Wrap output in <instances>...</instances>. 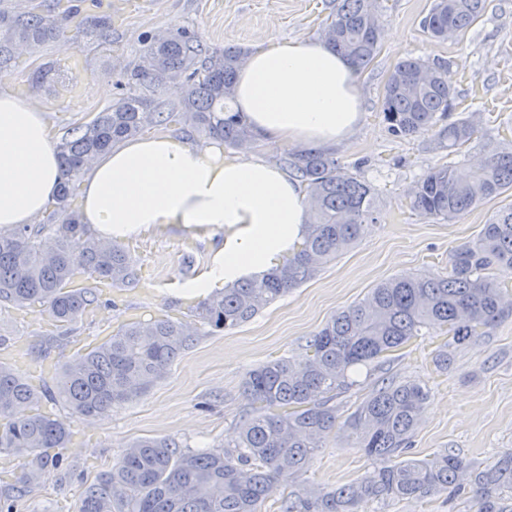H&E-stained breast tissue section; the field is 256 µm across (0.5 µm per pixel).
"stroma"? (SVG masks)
<instances>
[{
  "mask_svg": "<svg viewBox=\"0 0 512 512\" xmlns=\"http://www.w3.org/2000/svg\"><path fill=\"white\" fill-rule=\"evenodd\" d=\"M431 0H378L380 49L360 74L363 124L349 142L335 148L346 171H360L378 194L382 215L361 239L323 266L317 277L286 294L251 322L223 336H202L170 367L150 392L87 420L59 404L40 402L70 433L63 456L69 473L46 468L41 483L19 503L18 512H77L88 483L110 468L127 445L145 436L173 437L189 449L233 442L237 422L249 403L246 373L279 358H302L308 336L337 312L362 300L381 280L412 272L444 271L450 252L473 242L512 191L470 212L443 221L420 215L405 197L413 181L446 155L429 152V135L396 138L380 114L385 81L408 56L450 60L459 94L455 117L476 114L478 140L464 150L461 167L475 166L485 142L512 140V0H489L486 12L465 33L445 41L431 39L420 22ZM75 21L111 16L109 41L89 39L76 47L55 41L44 52L20 54L1 73L11 91L24 97L34 62H53L63 70L82 69L89 92L53 99L44 112L55 139L89 121L117 97L120 73L136 63L142 36L165 28L195 30L204 46L267 48L280 39L321 40L334 0H141L140 10L115 17L108 0H63ZM224 234L206 228L171 225L122 239L142 280L133 290L100 291L94 318L59 322L42 304L0 307V339L17 351L10 366L32 387L59 374L64 363L103 344L138 319H190L197 303L188 286L209 270ZM440 336H421L393 352L383 377L413 380L430 397L409 455L427 458L452 449L480 464L512 449V313L488 335L457 348L447 368L432 357ZM354 448L347 432L332 434L313 458L303 480L327 490L350 483L377 468ZM364 512H471L467 495H441L423 501L389 498L368 502Z\"/></svg>",
  "mask_w": 512,
  "mask_h": 512,
  "instance_id": "stroma-1",
  "label": "stroma"
}]
</instances>
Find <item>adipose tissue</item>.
I'll return each instance as SVG.
<instances>
[{"label": "adipose tissue", "instance_id": "adipose-tissue-1", "mask_svg": "<svg viewBox=\"0 0 512 512\" xmlns=\"http://www.w3.org/2000/svg\"><path fill=\"white\" fill-rule=\"evenodd\" d=\"M353 65L323 44L290 39L251 53L234 92L266 143L332 149L361 125ZM62 181L42 111L0 91V230L34 223ZM83 223L104 240L163 225L220 229L224 247L196 294L272 266L307 222L298 182L261 160H229L217 142L192 146L166 135L131 139L96 157L83 187Z\"/></svg>", "mask_w": 512, "mask_h": 512}]
</instances>
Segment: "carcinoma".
<instances>
[{"mask_svg":"<svg viewBox=\"0 0 512 512\" xmlns=\"http://www.w3.org/2000/svg\"><path fill=\"white\" fill-rule=\"evenodd\" d=\"M487 0H432L423 30L446 40L472 27ZM57 0L38 10L0 8V65L17 42L42 46L59 37L73 45L112 29L104 17L89 28L55 15ZM377 0H340L327 19L323 43L364 70L379 50ZM247 50H207L187 29H166L143 39L133 68L119 82L125 89L88 123L71 129L59 146L63 182L52 223L0 233V302L42 303L59 321L72 322L94 295L65 290L88 274L112 287L133 288L137 272L123 247L90 237L70 207L75 185L95 157L147 126H182L189 139L218 138L247 150L255 136L244 116L229 106L238 68ZM68 74L44 66L29 75L34 88L66 83ZM168 81L183 85L179 110L157 96ZM451 65L444 59L407 58L389 75L380 114L395 137L434 131L431 152L458 153L474 142L476 113L449 120L454 109ZM281 163L304 187L309 211L301 239L288 257L257 278H243L201 300L197 318L208 336L231 332L288 291L311 281L320 267L353 246L378 222L374 188L340 169L328 152L302 148ZM512 190V145L487 149L483 164L463 174L452 163L430 168L407 191L412 209L451 221L486 199ZM51 230L57 247L45 251L39 236ZM512 292V203L483 225L478 239L453 250L448 271L409 273L380 282L357 304L334 315L306 338L307 358H281L247 373L243 389L250 407L239 419V439L230 449L187 453L170 437H144L123 451L112 468L86 489L79 512H257L284 480L296 481L336 430L348 431L355 447L388 466L329 491L295 488L276 501V512H360L363 504L396 497L422 499L450 489L472 494L474 512H512V451L474 465L452 450L427 459H406L424 405L425 388L411 381L378 379L369 396L344 421L335 400L357 385L354 374L383 368L390 352L438 328L450 337L435 361L448 364L456 348L491 328ZM188 323L159 319L122 326L97 349L68 361L43 385L42 397L86 417H103L143 396L196 341ZM36 398L24 379L0 365V454L26 461L18 485L0 493V512H17L45 468L42 450L63 448L64 427L33 410Z\"/></svg>","mask_w":512,"mask_h":512,"instance_id":"carcinoma-1","label":"carcinoma"}]
</instances>
